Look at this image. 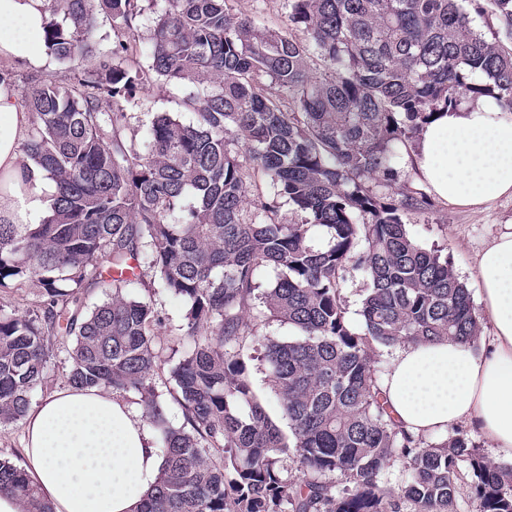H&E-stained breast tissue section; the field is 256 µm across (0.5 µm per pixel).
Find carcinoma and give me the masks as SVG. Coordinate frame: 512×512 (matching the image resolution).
<instances>
[{
	"label": "carcinoma",
	"instance_id": "1",
	"mask_svg": "<svg viewBox=\"0 0 512 512\" xmlns=\"http://www.w3.org/2000/svg\"><path fill=\"white\" fill-rule=\"evenodd\" d=\"M47 2L45 47L77 74L33 80L22 97L33 116L23 151L55 191L41 223L0 224V289L44 290L23 315L0 305V425L27 413L51 343L69 338L68 382L137 393L157 433L162 474L139 512H458L463 489L474 512H512V466L491 465L456 429L438 442L406 434L382 405L377 366L399 344L480 342L466 284L406 228L430 199L389 189L400 146L440 108L490 94L512 114V0H288L286 30L226 0H164L144 69L123 66L142 0ZM99 13L112 20L108 51L90 42ZM489 15L488 35L476 18ZM150 82L185 88L195 120L160 113L129 145L131 91ZM285 204L305 223L282 222ZM351 271L366 280L358 328L341 297ZM146 279L190 304L171 332L178 427L156 382L162 319L134 293ZM91 286L110 296L89 310ZM247 310L297 338L256 336ZM252 343L288 436L249 379ZM396 460L393 494L377 478ZM3 491L23 512H52L7 458Z\"/></svg>",
	"mask_w": 512,
	"mask_h": 512
}]
</instances>
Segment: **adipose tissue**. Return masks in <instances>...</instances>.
<instances>
[{"label":"adipose tissue","mask_w":512,"mask_h":512,"mask_svg":"<svg viewBox=\"0 0 512 512\" xmlns=\"http://www.w3.org/2000/svg\"><path fill=\"white\" fill-rule=\"evenodd\" d=\"M47 0H0V61H35ZM32 115L0 80V224H37L52 185L22 149ZM413 164L438 202L462 208L512 197V118L492 96L439 109L420 134ZM493 331L480 348L455 342L398 346L381 390L413 437L462 424L512 456V230L477 256ZM24 468L54 512H135L162 468L153 431L119 391L67 386L25 419Z\"/></svg>","instance_id":"1"}]
</instances>
